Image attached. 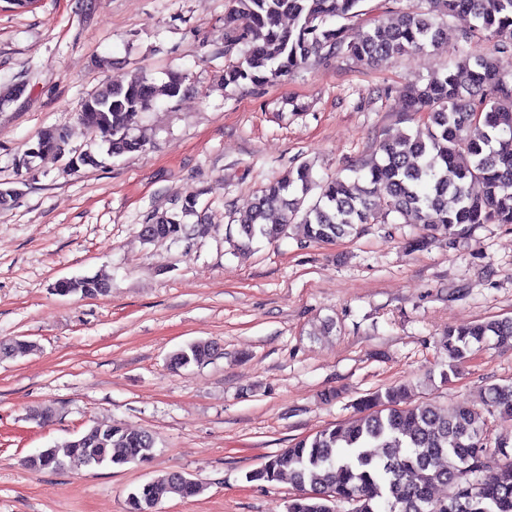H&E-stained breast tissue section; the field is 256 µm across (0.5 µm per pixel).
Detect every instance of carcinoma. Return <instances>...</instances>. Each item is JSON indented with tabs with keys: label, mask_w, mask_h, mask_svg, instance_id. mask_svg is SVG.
<instances>
[{
	"label": "carcinoma",
	"mask_w": 512,
	"mask_h": 512,
	"mask_svg": "<svg viewBox=\"0 0 512 512\" xmlns=\"http://www.w3.org/2000/svg\"><path fill=\"white\" fill-rule=\"evenodd\" d=\"M362 0H234L224 16L225 35L245 47L243 61L225 71L227 84H268L312 60L351 58L366 65L437 49L445 41L448 17L463 14L472 24L461 31L455 69L400 91L402 110L427 117L426 137L389 134L379 141L380 160L359 168L369 188L353 192L336 178L313 180L301 165L267 184L229 237L246 249L257 238L277 241L292 224L303 227L302 243H332L360 233L366 224H415L427 234L411 242L428 246L434 235L456 239L477 224H512V0H429L426 11L412 7L377 22L350 39L346 26L361 15ZM288 17L292 24L281 23ZM492 43L476 54L473 41ZM185 77L171 74L160 85L139 73L108 84L86 98L81 112L93 118L91 132L112 155L134 152L144 141L130 122L162 97L179 95ZM198 196L183 199L180 212L154 217L153 239L177 241L203 236L209 225L185 222L197 214ZM110 285L96 277L69 282L67 293L105 295ZM448 356L445 382L458 375L472 354L486 347L512 348V318L488 319L448 328L439 340ZM215 346L195 342L170 356L174 369L202 364ZM512 423V382L486 385L482 406L462 404L444 413L416 403L406 385L377 390L361 399L357 414L304 437L250 472V482L271 483L288 473L298 494L288 512H512V434L491 444L490 419ZM499 450L496 479L482 483L487 449ZM155 440L144 430L98 425V435L81 434L27 457L35 471L82 468L88 460L121 467L153 456ZM448 487V497L434 495ZM198 483L180 473L148 481L128 493L126 512H156L165 497L188 499Z\"/></svg>",
	"instance_id": "obj_1"
}]
</instances>
